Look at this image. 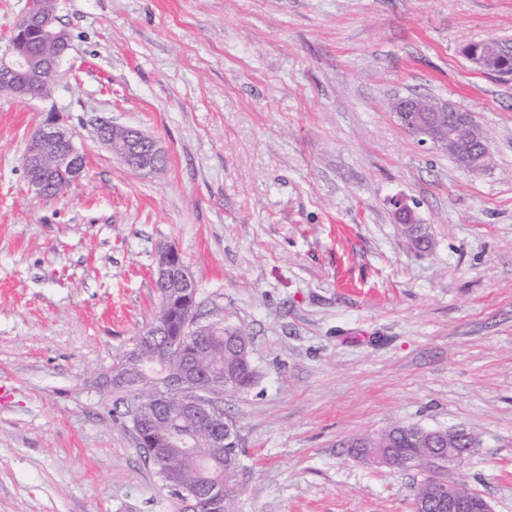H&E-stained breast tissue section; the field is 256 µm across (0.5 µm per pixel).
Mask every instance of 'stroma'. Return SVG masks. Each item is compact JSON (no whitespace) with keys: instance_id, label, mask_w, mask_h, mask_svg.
<instances>
[{"instance_id":"stroma-1","label":"stroma","mask_w":512,"mask_h":512,"mask_svg":"<svg viewBox=\"0 0 512 512\" xmlns=\"http://www.w3.org/2000/svg\"><path fill=\"white\" fill-rule=\"evenodd\" d=\"M71 51L50 96L0 97V512H182L103 384L152 322L158 250L196 318L247 327L256 378L220 399L236 512H414L423 472L350 446L394 424L464 428L453 465L512 512V0H56ZM472 113L493 163L463 171L394 99ZM152 134L158 171L96 118ZM52 123L86 155L58 198L22 159ZM404 194L420 249L389 203ZM498 45L494 41H487L483 43L482 48L476 53L471 54V61L486 70L492 67L497 58V68L492 71L498 74H512V48L509 50L506 46ZM97 138L99 143L108 148L122 163L135 171L153 173L160 167L163 159V148L159 142L140 128L116 126L108 121L98 120ZM113 128L126 130L127 140L120 148H116L108 131ZM153 274L154 282L164 288L167 297L192 308L197 297V281L177 250L169 247L161 249Z\"/></svg>"}]
</instances>
